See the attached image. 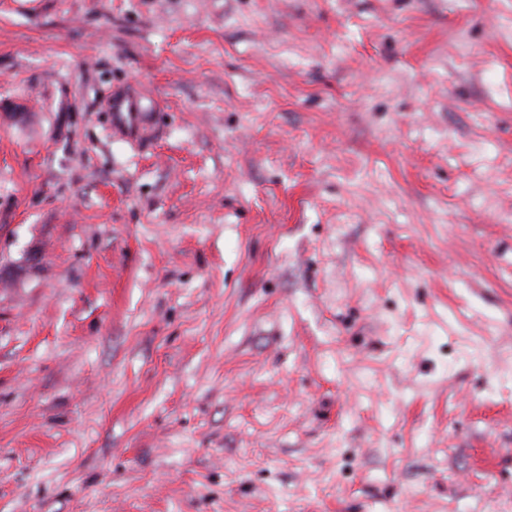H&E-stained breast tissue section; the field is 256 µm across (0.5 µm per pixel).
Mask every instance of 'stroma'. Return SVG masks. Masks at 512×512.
I'll return each instance as SVG.
<instances>
[{"label":"stroma","instance_id":"1","mask_svg":"<svg viewBox=\"0 0 512 512\" xmlns=\"http://www.w3.org/2000/svg\"><path fill=\"white\" fill-rule=\"evenodd\" d=\"M0 512H512V0H0ZM110 108L112 122L115 128L124 130L131 134L139 126L140 108L138 101L128 95H115L111 101Z\"/></svg>","mask_w":512,"mask_h":512}]
</instances>
